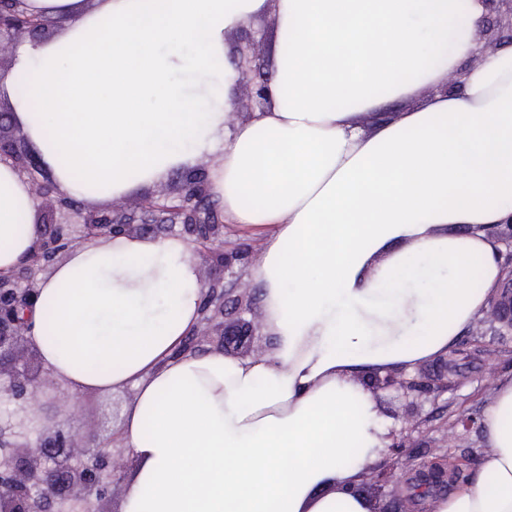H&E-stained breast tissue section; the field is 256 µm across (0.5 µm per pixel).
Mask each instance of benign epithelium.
I'll return each instance as SVG.
<instances>
[{"instance_id": "benign-epithelium-1", "label": "benign epithelium", "mask_w": 512, "mask_h": 512, "mask_svg": "<svg viewBox=\"0 0 512 512\" xmlns=\"http://www.w3.org/2000/svg\"><path fill=\"white\" fill-rule=\"evenodd\" d=\"M488 11L496 12L494 37L481 50V57L498 47L512 43V0H482ZM24 0H6L0 5V41L21 33L38 34L50 27L40 16H30L23 8ZM269 78L258 56L246 55L241 67L240 84L260 107L268 103ZM0 162L10 163L30 181L38 207H48L58 215L40 239L33 259L12 275L0 277V396L15 405L0 414V509L3 512H104L100 504L109 492L107 478L114 475V458L121 448L101 444L81 447L79 434L58 422L39 432L36 443H9L3 440L9 432L24 436L27 421L32 418L31 402L53 384L51 373L32 368L23 355L28 348L27 324L22 314L33 306L37 275L57 258L68 253L89 237L107 234L152 235L166 237L175 226H182L186 241L198 247L202 260L222 269L241 260L240 251L224 246V223L207 186V173L193 174L187 188L174 197L146 199L141 203L145 213L141 223L116 203L105 209H88L82 222L71 221L74 205L60 192L54 179L37 177L40 172L31 158L22 156L16 141L0 134ZM508 287L503 299L492 305L491 313L512 329V268L506 270ZM197 326L186 336L183 350L198 347L200 326L217 327L224 345L233 344L239 331L227 326V319L239 326L251 327L243 314L252 310L250 288L242 281L227 286L221 279L203 284ZM79 455L83 460L73 462Z\"/></svg>"}]
</instances>
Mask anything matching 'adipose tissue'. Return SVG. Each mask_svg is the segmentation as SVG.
Segmentation results:
<instances>
[{"mask_svg": "<svg viewBox=\"0 0 512 512\" xmlns=\"http://www.w3.org/2000/svg\"><path fill=\"white\" fill-rule=\"evenodd\" d=\"M24 2L56 29L17 48L0 96L60 190L101 205L219 146L209 191L258 236L245 279L273 347L250 358L184 350L202 283L181 237H93L37 283L43 366L75 396L134 390L122 512H371L358 484L384 440L365 378L443 357L504 278L512 45L462 69L481 0ZM267 13L269 103L233 125L225 39ZM43 233L0 163V274ZM480 425L487 451L431 512H512V378Z\"/></svg>", "mask_w": 512, "mask_h": 512, "instance_id": "adipose-tissue-1", "label": "adipose tissue"}]
</instances>
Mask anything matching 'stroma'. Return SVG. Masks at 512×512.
<instances>
[{"label": "stroma", "instance_id": "stroma-1", "mask_svg": "<svg viewBox=\"0 0 512 512\" xmlns=\"http://www.w3.org/2000/svg\"><path fill=\"white\" fill-rule=\"evenodd\" d=\"M253 37L259 40L257 55L265 65H272L275 28L269 16L256 18L248 27L227 36L228 61H238ZM448 363L453 371L444 382L436 379V365L432 362L410 372L395 370L398 379L429 382L428 395L409 397L396 387L377 392L385 433L404 429L409 432V446L395 461L396 492L377 489L369 472L360 482L361 490L387 505L389 512H396L399 503L411 497L416 500L414 512H430L427 498L413 495L420 475L436 463L463 469L482 456L485 442L481 429H473L453 442L448 434L451 424L459 417H480L495 382L512 377V330L490 315H483L458 337ZM133 396L134 391L129 387L110 394L85 393L75 399L69 424L80 433L84 445H93L119 427L123 410Z\"/></svg>", "mask_w": 512, "mask_h": 512}]
</instances>
